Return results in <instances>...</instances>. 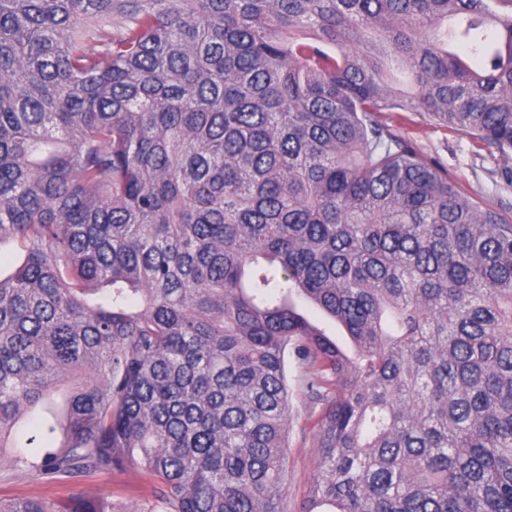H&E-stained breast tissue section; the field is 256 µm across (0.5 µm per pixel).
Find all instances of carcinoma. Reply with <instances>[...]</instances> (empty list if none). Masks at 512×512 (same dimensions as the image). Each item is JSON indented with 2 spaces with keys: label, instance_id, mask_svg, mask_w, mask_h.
Listing matches in <instances>:
<instances>
[{
  "label": "carcinoma",
  "instance_id": "1",
  "mask_svg": "<svg viewBox=\"0 0 512 512\" xmlns=\"http://www.w3.org/2000/svg\"><path fill=\"white\" fill-rule=\"evenodd\" d=\"M382 112L512 154V0H0V449L63 420L10 466L286 512L291 353L301 512H512V223ZM24 257L21 246L15 242H4L0 244V275L6 276L19 265ZM293 300L298 310L312 323L323 328L339 345L350 348L349 337L340 325L336 324V322L329 318L324 312L304 299L293 296ZM286 372L290 388V434L287 448L288 491L286 505L288 512L301 510L306 487L317 468V449L313 434L308 430L311 409L302 400L298 384L303 370L295 358L288 355Z\"/></svg>",
  "mask_w": 512,
  "mask_h": 512
}]
</instances>
